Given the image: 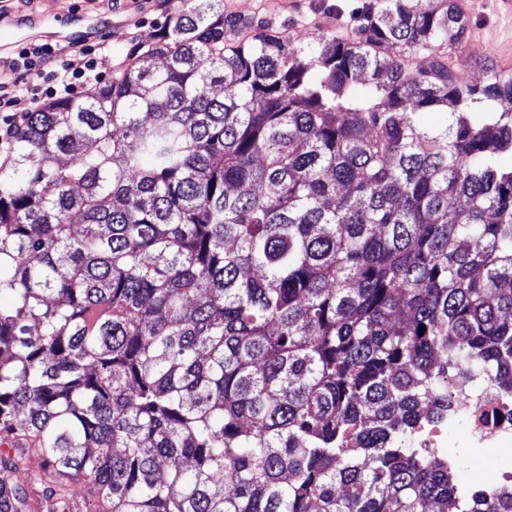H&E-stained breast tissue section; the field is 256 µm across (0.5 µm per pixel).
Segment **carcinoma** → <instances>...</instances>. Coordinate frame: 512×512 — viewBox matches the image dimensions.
Returning <instances> with one entry per match:
<instances>
[{"label":"carcinoma","instance_id":"obj_1","mask_svg":"<svg viewBox=\"0 0 512 512\" xmlns=\"http://www.w3.org/2000/svg\"><path fill=\"white\" fill-rule=\"evenodd\" d=\"M467 27L370 0L356 40L305 45L186 0L119 75L24 113L0 512H71L76 478L83 512H512L411 446L448 379L512 391V73L457 78Z\"/></svg>","mask_w":512,"mask_h":512}]
</instances>
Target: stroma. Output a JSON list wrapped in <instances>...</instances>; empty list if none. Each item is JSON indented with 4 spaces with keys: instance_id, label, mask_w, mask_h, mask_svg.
I'll list each match as a JSON object with an SVG mask.
<instances>
[{
    "instance_id": "35a3bbf8",
    "label": "stroma",
    "mask_w": 512,
    "mask_h": 512,
    "mask_svg": "<svg viewBox=\"0 0 512 512\" xmlns=\"http://www.w3.org/2000/svg\"><path fill=\"white\" fill-rule=\"evenodd\" d=\"M364 0H224V10L285 26L302 42L326 33L353 37L362 20ZM180 0H0V80L39 82L40 70H10L21 48L59 40L73 29L107 20L113 25L100 37L112 70L122 69L132 47L148 43L156 29L174 15ZM512 26L500 17L494 0H481L470 19L467 42L450 52L448 65L464 81L476 83L482 75L477 63L489 42L504 39ZM512 470V462L496 448L479 458H464L457 472L463 487L479 488L491 474Z\"/></svg>"
}]
</instances>
